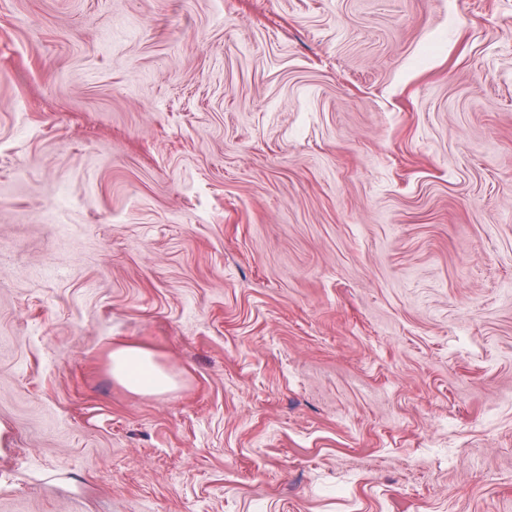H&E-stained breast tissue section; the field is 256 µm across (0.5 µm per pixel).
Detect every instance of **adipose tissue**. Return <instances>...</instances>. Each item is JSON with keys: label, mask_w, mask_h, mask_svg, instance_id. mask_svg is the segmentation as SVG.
<instances>
[{"label": "adipose tissue", "mask_w": 512, "mask_h": 512, "mask_svg": "<svg viewBox=\"0 0 512 512\" xmlns=\"http://www.w3.org/2000/svg\"><path fill=\"white\" fill-rule=\"evenodd\" d=\"M111 372L116 382L137 394L162 395L177 385L176 379L157 363L153 354L136 344L113 349Z\"/></svg>", "instance_id": "adipose-tissue-1"}]
</instances>
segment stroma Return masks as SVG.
Instances as JSON below:
<instances>
[{
	"label": "stroma",
	"mask_w": 512,
	"mask_h": 512,
	"mask_svg": "<svg viewBox=\"0 0 512 512\" xmlns=\"http://www.w3.org/2000/svg\"><path fill=\"white\" fill-rule=\"evenodd\" d=\"M0 512H512V0H0ZM111 372L116 382L137 394L162 395L177 385L176 379L157 363L154 355L136 344L113 349Z\"/></svg>",
	"instance_id": "obj_1"
}]
</instances>
